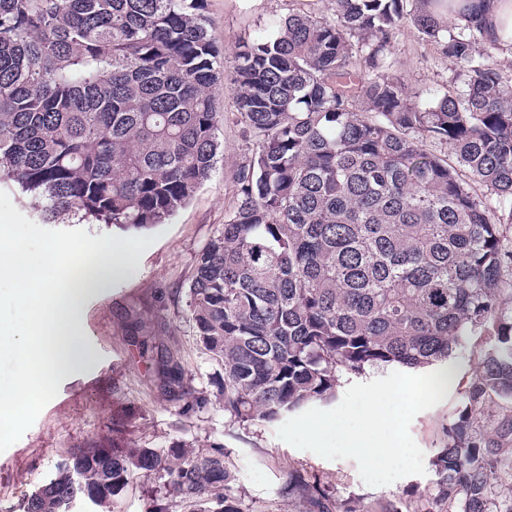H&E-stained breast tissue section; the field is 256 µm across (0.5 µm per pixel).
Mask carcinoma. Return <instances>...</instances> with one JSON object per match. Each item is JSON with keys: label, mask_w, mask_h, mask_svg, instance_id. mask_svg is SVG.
<instances>
[{"label": "carcinoma", "mask_w": 512, "mask_h": 512, "mask_svg": "<svg viewBox=\"0 0 512 512\" xmlns=\"http://www.w3.org/2000/svg\"><path fill=\"white\" fill-rule=\"evenodd\" d=\"M434 0H332L238 44L227 85L253 154L234 174L224 230L197 257L190 316L224 368V413L273 423L336 396L337 371L445 365L468 332L489 347L436 456L448 512H512V244L486 186L512 198V78L489 14L461 22ZM203 0H0V183L38 200L44 224L124 231L165 223L209 178L224 71ZM407 22L454 66V93L393 73ZM448 149L444 156L427 143ZM166 388L206 399L168 356ZM75 448L23 512L108 507L134 472L154 473L150 512H242L224 449ZM323 494L300 476L288 498Z\"/></svg>", "instance_id": "obj_1"}]
</instances>
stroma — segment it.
<instances>
[{
  "instance_id": "stroma-1",
  "label": "stroma",
  "mask_w": 512,
  "mask_h": 512,
  "mask_svg": "<svg viewBox=\"0 0 512 512\" xmlns=\"http://www.w3.org/2000/svg\"><path fill=\"white\" fill-rule=\"evenodd\" d=\"M331 0H204L203 13L218 49L232 57L241 39L268 34L289 14L327 13ZM395 72L410 86L447 90L453 76L439 47L423 42L413 26L394 42ZM216 168L191 200L168 223L150 228L154 243L126 273L84 301L83 335L88 349L76 371L62 374L57 396L19 441L0 453V512H22L28 495L44 484L73 448L111 437L113 418L124 434L144 448L224 449V465L243 512H297L285 489L290 477L314 480L333 512H382L396 503L403 512H446L436 486L435 459L442 429L456 416L463 395L479 369L486 348L471 335L448 361L450 380L444 401L419 413L410 426L424 452L425 475L370 487L355 461L323 459L295 449L277 436V424L240 425L224 413L220 396L224 370L201 349L189 313V286L196 258L224 228L236 186L233 174L248 163L253 137L230 92L218 96ZM178 359L190 387L206 400L182 412L170 402L157 360L162 352ZM159 483L135 473L112 499V512H148Z\"/></svg>"
}]
</instances>
